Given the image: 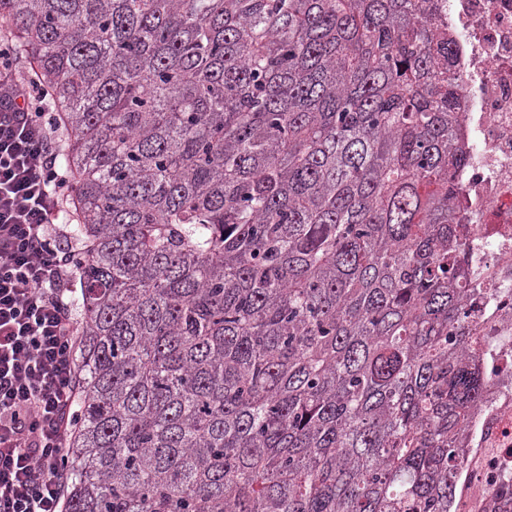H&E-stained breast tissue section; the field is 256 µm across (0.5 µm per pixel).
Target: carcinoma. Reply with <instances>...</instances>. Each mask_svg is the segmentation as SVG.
Segmentation results:
<instances>
[{"label":"carcinoma","mask_w":512,"mask_h":512,"mask_svg":"<svg viewBox=\"0 0 512 512\" xmlns=\"http://www.w3.org/2000/svg\"><path fill=\"white\" fill-rule=\"evenodd\" d=\"M82 252L67 512H452L487 386L439 0H0ZM512 512V472L488 491Z\"/></svg>","instance_id":"obj_1"}]
</instances>
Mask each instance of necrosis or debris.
Returning <instances> with one entry per match:
<instances>
[{
	"label": "necrosis or debris",
	"instance_id": "4bbe7bcc",
	"mask_svg": "<svg viewBox=\"0 0 512 512\" xmlns=\"http://www.w3.org/2000/svg\"><path fill=\"white\" fill-rule=\"evenodd\" d=\"M459 50L461 121L469 142L462 210L469 219L471 263L498 291L483 313L492 342L482 369L489 386L475 411L471 464L455 512H485L487 491L512 464V0H445Z\"/></svg>",
	"mask_w": 512,
	"mask_h": 512
}]
</instances>
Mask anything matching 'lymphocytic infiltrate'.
<instances>
[{
	"mask_svg": "<svg viewBox=\"0 0 512 512\" xmlns=\"http://www.w3.org/2000/svg\"><path fill=\"white\" fill-rule=\"evenodd\" d=\"M0 44V512H66L78 398L77 280L56 116Z\"/></svg>",
	"mask_w": 512,
	"mask_h": 512,
	"instance_id": "lymphocytic-infiltrate-1",
	"label": "lymphocytic infiltrate"
}]
</instances>
